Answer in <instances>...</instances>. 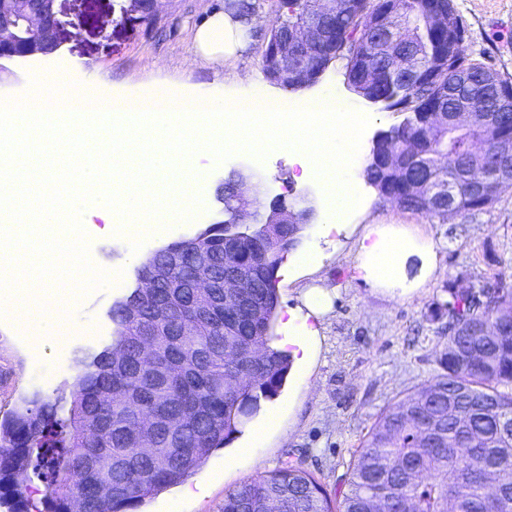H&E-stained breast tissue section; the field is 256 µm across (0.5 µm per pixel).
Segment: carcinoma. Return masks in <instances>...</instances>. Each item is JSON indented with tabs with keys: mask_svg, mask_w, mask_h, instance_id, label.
<instances>
[{
	"mask_svg": "<svg viewBox=\"0 0 512 512\" xmlns=\"http://www.w3.org/2000/svg\"><path fill=\"white\" fill-rule=\"evenodd\" d=\"M320 0H280L267 43L287 45ZM444 22L429 18L422 0H404L405 16L381 13V0H357L353 11L335 18L333 36L319 47H296L292 72L280 86L301 88L299 69L321 77L335 62L353 92L368 70L386 91L384 109L404 115L388 130L390 140L371 149L365 176L398 198L400 208L427 217L448 212L427 194V185L461 177L465 166L487 167V185L512 169V157L472 130L456 129L428 138L424 121L439 112H460L479 99L498 111L495 72L457 49L454 72L436 67L448 47V24L459 21L452 0H437ZM251 24L255 0L226 5ZM377 51L365 55L367 45ZM402 47L414 68L432 70L431 80L411 81L391 68L390 47ZM423 158L409 163L406 178L377 155L402 160L409 147ZM497 194L458 193L461 213L483 209ZM207 269L224 277V240L235 236L250 278L236 295L216 299L206 312L187 296L180 306L158 303L145 322L126 323L125 306H112V344L82 355V373L70 406L39 394L24 398L0 424V505L9 512H137L147 500L190 477L215 451L229 444L258 411L278 395L289 356L273 346L279 303L276 271L284 259L263 257L258 238L243 227L210 224ZM184 275L198 267L194 246L177 242ZM445 303L453 323L441 358L442 373L423 390L400 397L383 411L354 455L347 490L337 499L309 472L293 464L268 471L224 496L223 512H512V439L498 422L512 420V283L499 274L481 307L460 288ZM33 469L45 484L41 505L31 502L19 476ZM500 474L502 495L485 499L478 476ZM112 489V495L104 490Z\"/></svg>",
	"mask_w": 512,
	"mask_h": 512,
	"instance_id": "cac0c4a2",
	"label": "carcinoma"
}]
</instances>
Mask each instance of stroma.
I'll return each instance as SVG.
<instances>
[{
  "label": "stroma",
  "instance_id": "stroma-1",
  "mask_svg": "<svg viewBox=\"0 0 512 512\" xmlns=\"http://www.w3.org/2000/svg\"><path fill=\"white\" fill-rule=\"evenodd\" d=\"M124 0H57L56 16L62 44L49 57L6 61L0 71V101L24 96L36 74L57 71L72 88L96 77L103 90L146 98L163 90L175 95L193 85L242 98L262 92L281 103L302 101L335 91L344 107L371 117L355 169L365 166L375 135L399 124L401 117L365 101L346 85L340 65H332L318 82L289 92L263 79L259 61L265 34L277 16L278 0H259L252 37L238 58L225 64L198 61L193 53L195 28L224 0H163L153 21H121ZM465 26L470 58L512 78V0H452ZM299 155L271 152L256 162L241 152L211 164L209 176L195 192L202 205L190 218L161 215L131 237L120 224L93 217L85 224L89 256L101 267L119 273L120 287H107L80 296L71 286L47 279L56 311L74 326L95 325L103 335L76 338L68 350L66 370L48 380L36 379L35 365H50L58 337L35 326L29 337L18 324L0 320V421L21 398L39 392L70 397L82 368L76 357L110 345L113 324L108 316L136 280L138 265L154 250L193 237L218 220L215 190L230 172L261 180V202L281 197L305 201L316 210L297 250L289 253V276L278 278L279 309L306 314L305 292L313 287L332 291L331 310L315 320L318 342L306 364L293 365L284 387L262 401L255 416L229 445L214 452L184 484L147 501L141 512H222L224 495L242 483L289 462L313 474L328 490H340L350 463L378 415L396 398L430 384L442 371L448 345V319L435 317L449 298L448 287L480 289L495 273L512 275V186L484 209L444 220L383 202L367 182H359L358 206L345 216L341 233L323 234L331 220L325 185L315 174H302ZM373 224H402L436 248V269L422 288L409 297L371 290L354 276L360 241ZM316 251L319 261L302 263Z\"/></svg>",
  "mask_w": 512,
  "mask_h": 512
}]
</instances>
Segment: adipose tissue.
Returning a JSON list of instances; mask_svg holds the SVG:
<instances>
[{"mask_svg":"<svg viewBox=\"0 0 512 512\" xmlns=\"http://www.w3.org/2000/svg\"><path fill=\"white\" fill-rule=\"evenodd\" d=\"M244 26L227 12L211 14L194 36L196 54L209 62L224 60L240 46ZM436 268V255L431 245L422 242L405 228L378 224L373 226L360 243L356 265L360 279L376 289H401L410 293L420 288ZM330 304L327 292L313 288L307 294L308 316L289 312L284 323L286 336L282 349L300 361L311 355L318 331L309 324V316L324 312Z\"/></svg>","mask_w":512,"mask_h":512,"instance_id":"obj_1","label":"adipose tissue"}]
</instances>
